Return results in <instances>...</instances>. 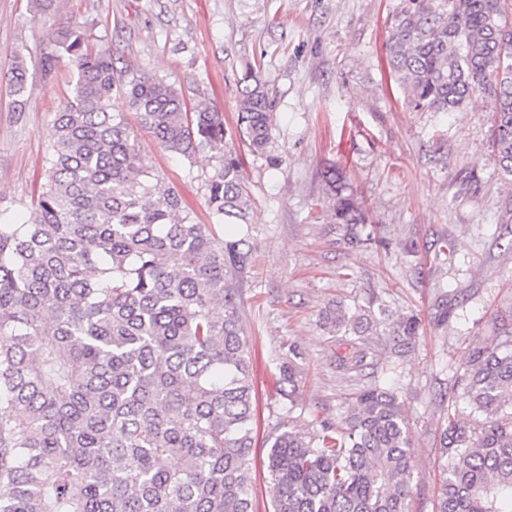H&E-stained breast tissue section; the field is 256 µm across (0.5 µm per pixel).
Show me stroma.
<instances>
[{
  "label": "stroma",
  "instance_id": "1",
  "mask_svg": "<svg viewBox=\"0 0 512 512\" xmlns=\"http://www.w3.org/2000/svg\"><path fill=\"white\" fill-rule=\"evenodd\" d=\"M402 0H0V71L18 48L27 106L12 110L0 84V213L23 217L36 201L67 76L46 80L42 53L59 22L85 23L115 66L155 74L188 108L223 112L234 128L238 81L254 68L276 112L266 154L244 161L253 205L251 256L235 273L250 343L257 412L255 512H272L263 442L282 424L315 433L344 420L357 394L379 387L401 403L414 449L410 512H435L439 435L467 418L454 383L472 346L491 343L512 313V183L496 165L488 97L456 112H415L389 75L386 43ZM142 163L210 221L207 180L217 160H187L138 131ZM343 173L367 223H337L327 178ZM366 314L369 336L332 333L329 310ZM415 330L398 336L401 324ZM363 370L341 360L354 343ZM299 353L293 398L279 365Z\"/></svg>",
  "mask_w": 512,
  "mask_h": 512
}]
</instances>
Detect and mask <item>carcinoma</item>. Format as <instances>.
I'll return each mask as SVG.
<instances>
[{
    "label": "carcinoma",
    "mask_w": 512,
    "mask_h": 512,
    "mask_svg": "<svg viewBox=\"0 0 512 512\" xmlns=\"http://www.w3.org/2000/svg\"><path fill=\"white\" fill-rule=\"evenodd\" d=\"M512 0H404L389 66L415 112H455L486 92L492 148L512 178ZM70 95L54 115L45 183L29 215L0 222V512H254L255 400L238 306L252 199L226 149L224 114L189 112L148 72H119L68 21L42 58ZM26 111L27 67L5 73ZM236 127L251 152L272 139L274 106L254 70ZM124 99L167 152L209 150L216 224L141 165ZM339 224L363 205L331 180ZM233 227L227 238L217 230ZM280 380L293 394L298 366ZM456 398L472 420L439 437L436 512H512V323L471 349ZM273 512H408L412 443L398 397L363 390L342 428H278L268 440Z\"/></svg>",
    "instance_id": "obj_1"
}]
</instances>
